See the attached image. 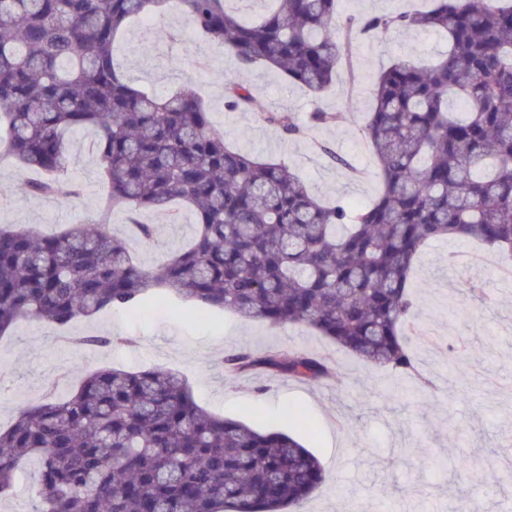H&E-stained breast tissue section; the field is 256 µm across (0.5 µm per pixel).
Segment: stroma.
Listing matches in <instances>:
<instances>
[{
	"mask_svg": "<svg viewBox=\"0 0 512 512\" xmlns=\"http://www.w3.org/2000/svg\"><path fill=\"white\" fill-rule=\"evenodd\" d=\"M443 47V39L428 31L355 37L353 70H340L319 99L286 84L278 71H239L221 47L173 12L131 21L115 55L135 85L160 96L194 88L212 113L214 130L234 149L285 161L317 195L355 208L378 191L363 135L364 116L374 104L369 78L391 56L428 61ZM230 82L251 87L250 107L226 110ZM318 110L341 119L298 140L284 138L266 120L279 111L303 124ZM94 141L90 131L70 139L64 177L76 186L73 195L26 193L25 183L40 180V173L0 156V225L53 233L99 219L108 187ZM109 222L148 267L196 232L192 211L178 203L162 214L118 208ZM136 222L155 226L153 240L137 238L131 229ZM471 249L463 240H438L416 267L412 343L431 389L360 361L307 327L273 328L172 298L158 301L147 316L112 309L63 327L19 322L0 337V426L10 425L21 407L65 395L92 369L160 366L180 373L209 411L287 432L315 454L328 479L290 512H458L464 499L472 512H512V279L496 269L449 264V257ZM472 274L483 281L485 299L467 297L464 281ZM91 334L113 342L96 349L79 345V337ZM277 348L324 358L333 373L305 381L266 368L233 376L224 370L229 352L261 356Z\"/></svg>",
	"mask_w": 512,
	"mask_h": 512,
	"instance_id": "stroma-1",
	"label": "stroma"
}]
</instances>
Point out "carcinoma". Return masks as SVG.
I'll return each instance as SVG.
<instances>
[{"instance_id": "1", "label": "carcinoma", "mask_w": 512, "mask_h": 512, "mask_svg": "<svg viewBox=\"0 0 512 512\" xmlns=\"http://www.w3.org/2000/svg\"><path fill=\"white\" fill-rule=\"evenodd\" d=\"M227 0H0V147L61 190L65 138L92 129L109 185L105 210L165 211L196 233L147 268L101 218L60 233L0 227V335L18 320L65 325L104 309L175 298L273 327L304 324L367 363L417 373L409 281L432 240L463 239L512 258V0H434L424 11L331 21L338 0H271L246 22ZM168 4L244 72L276 69L315 96L334 82L360 32L429 30L447 49L431 64L398 56L375 77L365 126L378 195L357 211L328 206L287 163L230 148L189 88L163 98L133 85L114 44L128 21ZM458 110L450 109L449 100ZM235 85L230 111L251 104ZM285 137L308 127L280 112ZM225 369L330 375L291 351L224 356ZM39 467L37 512H284L325 481L293 436L201 407L173 372L102 368L69 394L19 409L0 430V495Z\"/></svg>"}]
</instances>
